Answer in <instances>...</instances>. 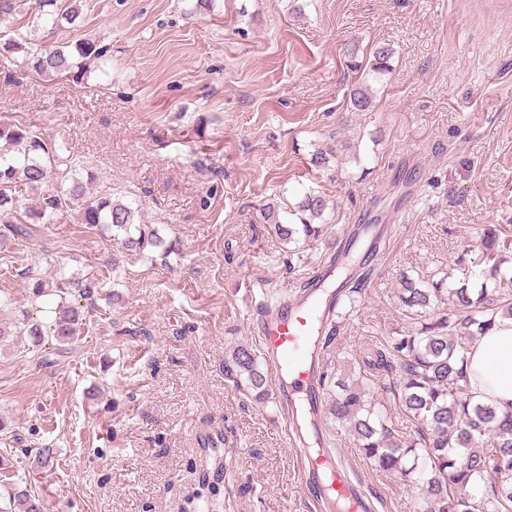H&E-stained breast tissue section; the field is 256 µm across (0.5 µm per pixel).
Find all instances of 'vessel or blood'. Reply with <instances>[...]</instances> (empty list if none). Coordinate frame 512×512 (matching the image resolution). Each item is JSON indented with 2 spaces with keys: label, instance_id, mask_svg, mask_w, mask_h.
<instances>
[{
  "label": "vessel or blood",
  "instance_id": "b4317fda",
  "mask_svg": "<svg viewBox=\"0 0 512 512\" xmlns=\"http://www.w3.org/2000/svg\"><path fill=\"white\" fill-rule=\"evenodd\" d=\"M329 307L319 286L302 289L267 309L256 310L253 329L261 350L276 374L285 375L278 399L284 409L304 404L310 413L307 428L292 427L289 440L300 458L299 476L305 487L314 491L317 512H368L366 500L348 469L334 454L307 448L308 439L319 429L324 406L321 384V349L315 338L327 322Z\"/></svg>",
  "mask_w": 512,
  "mask_h": 512
}]
</instances>
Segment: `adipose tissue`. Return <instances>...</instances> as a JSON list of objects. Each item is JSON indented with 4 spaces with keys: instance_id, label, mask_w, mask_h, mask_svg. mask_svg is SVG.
<instances>
[{
    "instance_id": "1",
    "label": "adipose tissue",
    "mask_w": 512,
    "mask_h": 512,
    "mask_svg": "<svg viewBox=\"0 0 512 512\" xmlns=\"http://www.w3.org/2000/svg\"><path fill=\"white\" fill-rule=\"evenodd\" d=\"M468 379L476 401L512 406V319L476 341L468 355Z\"/></svg>"
}]
</instances>
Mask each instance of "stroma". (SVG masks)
I'll list each match as a JSON object with an SVG mask.
<instances>
[{
  "mask_svg": "<svg viewBox=\"0 0 512 512\" xmlns=\"http://www.w3.org/2000/svg\"><path fill=\"white\" fill-rule=\"evenodd\" d=\"M17 35L107 45L81 77L0 56V120L68 147L70 179L138 206L171 251H126L72 211L29 239L0 226V507L25 488L45 512H203L209 499L221 512H314L287 415L225 363L236 347L259 351L254 307L298 290L355 224L388 232L323 370L368 375L387 425L412 436L398 372L363 361L416 325L396 298L402 274L478 257L485 229L512 237V0H85L80 23L53 31L22 7L0 23V39ZM353 43L396 50L370 82V112L347 107ZM345 144L359 162L312 165ZM309 191L329 201L326 232L293 246L263 207ZM30 269L100 282L72 344L18 332L49 304ZM325 425L378 512H418L415 485Z\"/></svg>",
  "mask_w": 512,
  "mask_h": 512,
  "instance_id": "35a3bbf8",
  "label": "stroma"
}]
</instances>
